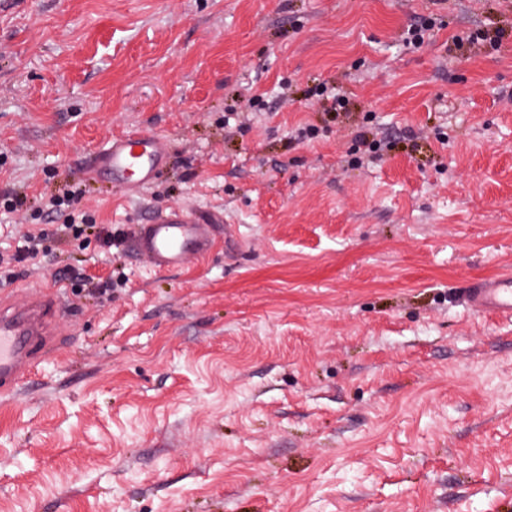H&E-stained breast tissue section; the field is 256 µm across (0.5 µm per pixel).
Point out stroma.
<instances>
[{
	"label": "stroma",
	"mask_w": 512,
	"mask_h": 512,
	"mask_svg": "<svg viewBox=\"0 0 512 512\" xmlns=\"http://www.w3.org/2000/svg\"><path fill=\"white\" fill-rule=\"evenodd\" d=\"M136 130L158 180L84 177ZM8 191L0 290L58 286L67 343L0 396V512H512V317L463 295L512 274V0H0ZM177 206L219 242L158 272ZM224 215L213 211L198 215L183 207L154 213L131 232V247L155 270H176L192 259L208 255L215 244L213 224H223Z\"/></svg>",
	"instance_id": "stroma-1"
}]
</instances>
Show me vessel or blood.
<instances>
[{"label":"vessel or blood","mask_w":512,"mask_h":512,"mask_svg":"<svg viewBox=\"0 0 512 512\" xmlns=\"http://www.w3.org/2000/svg\"><path fill=\"white\" fill-rule=\"evenodd\" d=\"M167 140L158 134L131 132L112 138L98 153L89 174L110 180L126 192L149 185L166 162ZM222 212L198 215L181 207L154 213L134 225L131 247L153 269L175 270L208 255L215 244L214 227ZM465 300L479 312L512 315V277L497 276L473 284ZM59 308L54 289L26 295L22 303L0 299V394L22 387L50 352L59 349Z\"/></svg>","instance_id":"1"}]
</instances>
